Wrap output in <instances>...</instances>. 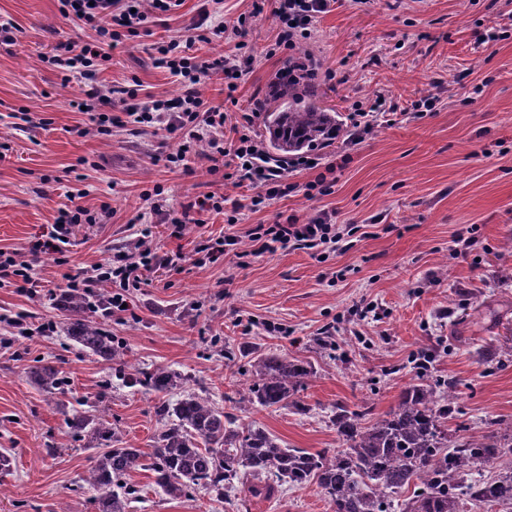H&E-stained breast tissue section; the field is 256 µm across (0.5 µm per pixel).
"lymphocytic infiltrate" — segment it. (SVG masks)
Returning a JSON list of instances; mask_svg holds the SVG:
<instances>
[{"mask_svg": "<svg viewBox=\"0 0 512 512\" xmlns=\"http://www.w3.org/2000/svg\"><path fill=\"white\" fill-rule=\"evenodd\" d=\"M332 3L333 0H253L251 12L240 14L229 23L213 22L208 6H201L189 26L194 40L209 44L229 36L236 39L238 50L203 60L191 54L189 46L180 41L172 39L155 44L156 67L166 69L180 85L179 94L170 98L150 94L139 81L108 86L101 75L112 59L113 50L123 45L126 37L137 35L146 23H161L181 6L182 0H60L61 14L81 22L93 30L94 36L79 46L57 43L47 62L65 80L79 83L82 96L72 101L71 106L86 110L96 134L108 136L113 129L131 126L139 133L155 135L163 131L177 136L180 141L177 152L154 153L155 164L168 169L178 167L189 175L193 172L190 159L205 157L210 174H223L234 186L251 189L249 207L254 210L294 190L281 168L268 165L258 154L252 127L262 102L254 100L252 108L241 113L236 124L230 126L223 107L209 105L200 87L210 74H221L226 99L234 101L240 81L253 71L258 56L294 51L298 44L310 39L316 18L329 12ZM267 9L277 19L278 33L273 46L260 52L248 47L245 37L252 18ZM436 102L434 95L427 94L402 106L380 95L373 102L357 104L351 121L359 134L368 135L377 128L379 118L396 114L402 108L409 112L430 111ZM228 127L235 134L229 141L224 138ZM162 194L161 186L156 185L143 191L141 198L147 202L151 214L168 224L175 237L181 236L187 225L200 223L202 215L211 211L226 213L228 223L236 224L242 208L240 201L229 202L224 196L210 192L181 204L180 208L168 209ZM111 213L112 206L107 202L95 210L82 205L63 209L26 250L0 248V284L12 286L28 297H39L41 280L35 269L39 255L55 254L59 265L65 266L66 239L71 236L73 226L101 223ZM128 228L130 239L110 260L63 273L58 291L49 295L54 307H61L63 295L78 293L95 301L104 318L123 322L133 317L134 311L128 306L131 292L145 283L148 273L180 270L188 259L203 267L229 255L241 260L278 250H304L324 260L353 232L349 225L333 223L327 215L306 220L292 213L274 223L249 228L241 235L208 239L188 257L180 251L160 252L150 225L133 221Z\"/></svg>", "mask_w": 512, "mask_h": 512, "instance_id": "obj_1", "label": "lymphocytic infiltrate"}]
</instances>
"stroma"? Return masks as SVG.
Here are the masks:
<instances>
[{"instance_id": "35a3bbf8", "label": "stroma", "mask_w": 512, "mask_h": 512, "mask_svg": "<svg viewBox=\"0 0 512 512\" xmlns=\"http://www.w3.org/2000/svg\"><path fill=\"white\" fill-rule=\"evenodd\" d=\"M202 0H184L167 26L146 31L116 49L103 73L109 84L140 80L158 96L179 93L175 77L155 67L152 44L187 39V26ZM58 0H0V17L13 20L12 44H0V248L27 247L41 225L67 207L66 192L88 189L83 206L107 201L112 216L102 224L74 226L71 267L109 259L127 240L126 226L146 204L143 190L161 185L168 208L210 191L247 199L251 191L214 183L201 160L193 174L154 165L158 147L176 140L113 129L111 135L79 136L87 114L70 108L77 84L42 62L58 42H83L92 30L63 17ZM512 0H336L315 23L303 49L317 64L319 106L349 119L356 102L378 93L407 101L436 91V108L397 117L372 135L351 134L319 151L336 163L332 194L306 199L301 190L311 171L292 170L298 187L257 211L243 210L238 230L273 223L278 214L307 219L328 212L338 224L357 225L348 246L325 261L304 251L266 253L241 268L223 263L150 274L133 293L137 319L108 328L127 351L130 370L166 366L187 379L186 391L217 404L244 384L228 357L244 349L285 353L311 362L307 411L258 408L250 421L292 448L339 447L330 423L337 407L365 405L371 417L393 406L418 372L412 356L430 355L432 380H452L459 414L449 429L488 433L498 418L512 420V359L487 363L486 349L512 342V38L488 48L480 34L506 23ZM289 56L258 57L241 82L230 117L247 110L255 90L265 89ZM440 78L432 88V78ZM30 111L36 125L16 129L12 113ZM86 165H77V158ZM224 215L204 214L181 238L159 232L160 250L192 253L203 238L227 232ZM472 242L455 250L456 237ZM26 311L32 323L63 321L64 312L45 297L30 299L0 288V314ZM274 322L278 331H266ZM336 333L330 348L320 337ZM50 359L69 379L68 407L96 405L116 422L123 446L150 450L161 428L159 399L127 385L113 365L86 354L63 332L16 340L0 349V451L12 459L0 471V512H92L79 493L92 450L65 433L61 415L30 378L38 361ZM140 489L129 512H332L316 486L282 488L265 500L252 497L247 480L234 481L223 500L205 493L172 499L151 472L138 471Z\"/></svg>"}]
</instances>
